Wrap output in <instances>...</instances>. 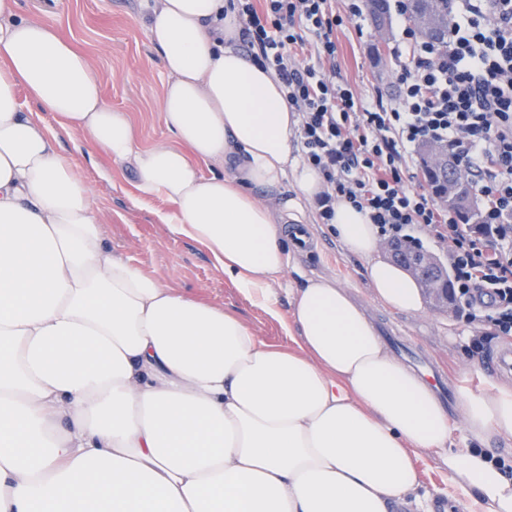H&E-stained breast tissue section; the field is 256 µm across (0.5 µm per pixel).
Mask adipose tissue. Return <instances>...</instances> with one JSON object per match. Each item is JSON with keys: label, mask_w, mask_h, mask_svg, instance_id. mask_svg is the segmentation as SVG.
Wrapping results in <instances>:
<instances>
[{"label": "adipose tissue", "mask_w": 512, "mask_h": 512, "mask_svg": "<svg viewBox=\"0 0 512 512\" xmlns=\"http://www.w3.org/2000/svg\"><path fill=\"white\" fill-rule=\"evenodd\" d=\"M168 76L170 141L143 147L106 103L87 55L53 20L0 0V512H390L416 503L418 450L448 446V416L385 348L347 288L311 279L282 316L271 284L290 264L280 225L323 189L289 138L298 119L239 47L224 0H144ZM78 131L91 165L128 164L169 231L204 248L295 347L266 344L234 313L165 287L113 255L89 190L23 109ZM209 174H201L200 165ZM292 179L271 211L261 193ZM333 224L390 309L421 290L379 256L366 213ZM468 438H512V390L461 394ZM484 512H512V480L485 453L448 456Z\"/></svg>", "instance_id": "ef3b65f1"}]
</instances>
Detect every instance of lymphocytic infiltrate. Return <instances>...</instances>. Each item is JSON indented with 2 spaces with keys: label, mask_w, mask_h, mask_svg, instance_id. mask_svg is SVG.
<instances>
[{
  "label": "lymphocytic infiltrate",
  "mask_w": 512,
  "mask_h": 512,
  "mask_svg": "<svg viewBox=\"0 0 512 512\" xmlns=\"http://www.w3.org/2000/svg\"><path fill=\"white\" fill-rule=\"evenodd\" d=\"M329 0H227L255 64L271 71L297 114L293 141L323 179L321 223L343 200L366 212L383 242L446 248L455 312L480 325L469 350L489 336L512 337V0H459L445 46L402 30L407 58L396 74L400 105L376 99L356 108L335 70L334 31L343 22ZM428 139L472 180L482 221L460 223L414 181Z\"/></svg>",
  "instance_id": "f902f5d3"
}]
</instances>
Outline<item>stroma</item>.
<instances>
[{"label":"stroma","mask_w":512,"mask_h":512,"mask_svg":"<svg viewBox=\"0 0 512 512\" xmlns=\"http://www.w3.org/2000/svg\"><path fill=\"white\" fill-rule=\"evenodd\" d=\"M20 7L22 15L33 19L53 17L62 32L87 54L105 101L131 114L140 145L169 140L159 109L167 75L148 41L140 0H20ZM408 24L407 16L392 14L389 37L382 44L368 17L337 27L336 69L363 105L374 104L379 96L399 104L391 50ZM79 142L78 132H62L57 147L89 187L103 237L113 254L131 261L167 287L237 314L265 343L287 345L279 325L245 300L206 252L156 222V211L166 207L163 200L134 197L135 172L131 167H113L111 178H104L86 161ZM298 231L305 241L291 244L292 266L273 285L282 312L290 310L289 289L309 278H330L350 288L378 336H400L411 342L460 389L481 393L512 388V378L497 377L487 370L484 360L469 356L466 345L472 329L454 312L440 311L429 304L415 315L383 307L372 298L363 261L344 248L332 225L320 223L311 211L298 229H286L285 234L292 237ZM449 419L452 433L447 449L419 453L417 493L425 499L429 512H436L442 502L451 512H473L472 496L461 490L446 464L449 453L468 446L458 413H450Z\"/></svg>","instance_id":"1"}]
</instances>
